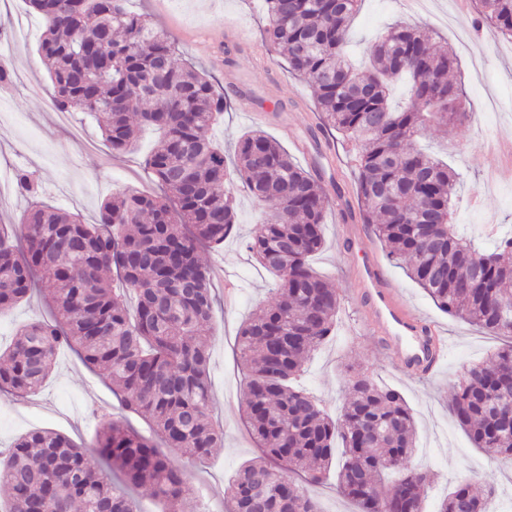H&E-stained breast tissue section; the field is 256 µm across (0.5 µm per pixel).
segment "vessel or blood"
<instances>
[{
    "instance_id": "b4317fda",
    "label": "vessel or blood",
    "mask_w": 512,
    "mask_h": 512,
    "mask_svg": "<svg viewBox=\"0 0 512 512\" xmlns=\"http://www.w3.org/2000/svg\"><path fill=\"white\" fill-rule=\"evenodd\" d=\"M364 235V228L356 224L344 225L342 230V239L351 255L355 297L365 325L393 354L406 377H430L445 350L442 332L403 299L384 263L361 249Z\"/></svg>"
}]
</instances>
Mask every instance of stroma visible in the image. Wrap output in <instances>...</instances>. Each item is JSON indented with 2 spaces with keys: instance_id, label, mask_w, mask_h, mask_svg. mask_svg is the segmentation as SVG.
<instances>
[{
  "instance_id": "35a3bbf8",
  "label": "stroma",
  "mask_w": 512,
  "mask_h": 512,
  "mask_svg": "<svg viewBox=\"0 0 512 512\" xmlns=\"http://www.w3.org/2000/svg\"><path fill=\"white\" fill-rule=\"evenodd\" d=\"M128 7L165 31L175 47L176 62L205 71L217 90H224L225 72L234 68L244 80V89L256 99L283 103L291 115L285 126L260 124L240 110L236 98H229L222 124L212 131L217 142L232 148L241 134L258 128L277 139L301 165H308L302 141L318 122L313 90L289 74L280 53L265 42L263 0H129ZM406 16L433 40L447 43L457 58L468 114L447 128L426 132L421 145L460 175L456 223L477 245H490L484 226L496 225L502 233L512 231V179L493 177L494 172L512 167V39L491 27L475 26L472 0H426L423 11L413 17L408 16L404 0H363L351 30L354 53L374 43L392 18ZM230 24L247 33L255 54L235 50L228 42L226 27ZM0 31L6 34L0 41V65L13 74L8 82L0 83V173L32 172L47 203L79 215L87 224L97 218L101 201L113 194L155 191L144 159L158 139L157 131L144 129L126 154H109L92 116L84 112L62 116L53 108L51 81L37 53L42 26L28 0H0ZM475 197L480 198V206H472ZM236 199V236L203 256L213 271L209 374L224 445L205 463L192 467L182 512H224L229 479L242 463L257 455L244 428L242 371L234 346L242 323L257 305L272 299L276 286L274 277L246 248L252 225L271 207L252 201L242 191ZM341 223L338 211L330 210L324 227L325 247L312 259L315 271L331 279L341 298V310L332 338L313 352L300 385L332 409L342 399L345 364L368 368L400 392L414 413L413 462L435 476L424 492L425 512H437L441 500L463 477L472 478L478 490L494 489L491 512H512V470L474 448L448 413L451 380L465 367L488 358L505 344V337L442 313L398 265L388 264L389 275L405 300L439 325L448 340L447 354L432 377H405L359 319L346 271L349 258L339 234ZM228 275L240 286L230 304L224 301ZM51 311L50 302L36 294L1 314L0 344H9L21 324L49 319ZM93 405L109 413L120 411L104 376L85 367L74 352L61 350L51 378L33 396L19 398L0 392V446L9 447L33 429H53L75 443H90L95 420L89 408Z\"/></svg>"
}]
</instances>
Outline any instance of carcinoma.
I'll use <instances>...</instances> for the list:
<instances>
[{
  "mask_svg": "<svg viewBox=\"0 0 512 512\" xmlns=\"http://www.w3.org/2000/svg\"><path fill=\"white\" fill-rule=\"evenodd\" d=\"M362 0H265V41L307 80L324 124L356 147L359 213L376 225L389 258L450 316L512 337V235L484 252L453 224L457 173L417 147L432 125L463 111L451 80L454 55L398 21L355 67L346 47ZM40 17L38 47L59 110L91 114L115 152L144 126L162 130L145 164L159 195L122 192L100 205L95 224L33 201L18 224H0V312L36 285L49 320L21 326L0 348V391L27 397L52 373L63 348L103 372L121 405L156 438L124 419L99 416L91 444L39 429L0 449V512H138L129 493L148 486L179 512L189 490L183 462L223 447L211 418L209 349L203 331L213 296L203 248L224 243L237 224L235 192L275 208L254 225L247 250L279 279L236 338L245 386L242 415L260 456L245 462L225 512H321L313 488L336 469V488L357 512H424L433 476L395 461L410 455L415 422L402 395L369 374L348 377L331 414L296 384L310 353L334 331L341 301L310 258L325 245L331 204L316 175L262 131L243 134L233 158L211 139L226 102L208 77L174 62L167 36L130 13L126 0H29ZM479 21L512 38V0H479ZM103 29L98 47L71 39ZM408 102L390 105L395 83ZM122 283L136 296L129 309ZM512 343L463 371L448 411L475 447L512 467ZM341 454H336V449ZM438 512H486L468 478Z\"/></svg>",
  "mask_w": 512,
  "mask_h": 512,
  "instance_id": "obj_1",
  "label": "carcinoma"
}]
</instances>
